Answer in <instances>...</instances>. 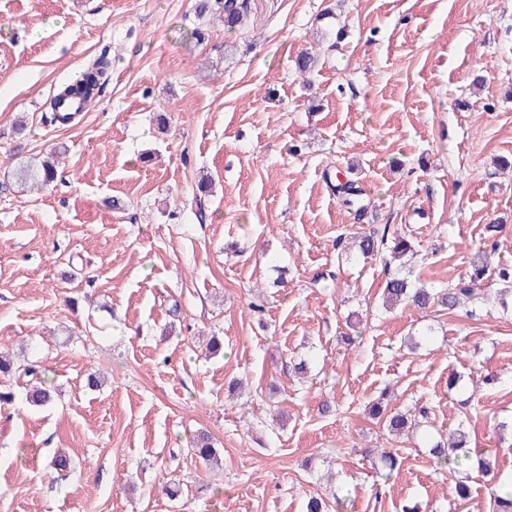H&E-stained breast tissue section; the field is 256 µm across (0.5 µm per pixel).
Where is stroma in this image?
Listing matches in <instances>:
<instances>
[{
    "mask_svg": "<svg viewBox=\"0 0 512 512\" xmlns=\"http://www.w3.org/2000/svg\"><path fill=\"white\" fill-rule=\"evenodd\" d=\"M250 3L241 36L198 0H0V348L54 389L39 408L0 381V512H305L314 493L348 512H491L512 481V295L493 275L471 314L385 310L393 269L351 240L405 235L412 282L444 286L496 219L490 264L512 269V0ZM341 26L301 76L297 56ZM104 50L102 94L53 122ZM55 146L57 181L18 191L16 162ZM344 169L359 221L327 183ZM213 335L224 351L204 356ZM383 391L427 408L426 432L465 430L494 476L466 470L455 498L424 432L370 416ZM201 430L217 467L186 448ZM368 448L397 449L391 479Z\"/></svg>",
    "mask_w": 512,
    "mask_h": 512,
    "instance_id": "35a3bbf8",
    "label": "stroma"
}]
</instances>
